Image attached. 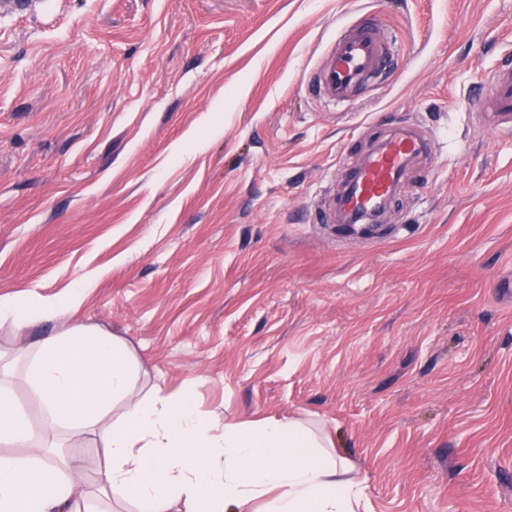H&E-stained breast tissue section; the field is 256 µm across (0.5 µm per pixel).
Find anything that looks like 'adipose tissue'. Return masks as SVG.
<instances>
[{"label": "adipose tissue", "instance_id": "adipose-tissue-1", "mask_svg": "<svg viewBox=\"0 0 512 512\" xmlns=\"http://www.w3.org/2000/svg\"><path fill=\"white\" fill-rule=\"evenodd\" d=\"M67 305L0 301V323L24 330ZM32 429L0 390V443L32 445L63 427L97 435L100 493L134 512H361L367 479L330 437L297 417L225 421L199 413L190 390L138 389L139 361L122 337L82 324L30 342ZM79 449L61 459L0 458V512H75Z\"/></svg>", "mask_w": 512, "mask_h": 512}]
</instances>
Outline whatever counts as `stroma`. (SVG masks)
<instances>
[{"label": "stroma", "instance_id": "1", "mask_svg": "<svg viewBox=\"0 0 512 512\" xmlns=\"http://www.w3.org/2000/svg\"><path fill=\"white\" fill-rule=\"evenodd\" d=\"M372 17L393 67L351 104L310 76ZM512 63V0H37L0 11V299L64 301L0 352L94 325L139 384L296 416L368 512H512V133L462 101ZM436 141L380 237L320 220L394 126ZM80 440L82 492L104 450Z\"/></svg>", "mask_w": 512, "mask_h": 512}]
</instances>
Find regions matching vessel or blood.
Wrapping results in <instances>:
<instances>
[{"label": "vessel or blood", "mask_w": 512, "mask_h": 512, "mask_svg": "<svg viewBox=\"0 0 512 512\" xmlns=\"http://www.w3.org/2000/svg\"><path fill=\"white\" fill-rule=\"evenodd\" d=\"M388 59V48L369 18L356 19L328 45L311 85L329 102L350 103L364 86L386 71ZM466 108L477 113L488 127L511 133L512 69L498 71L488 92L469 101ZM428 148L425 135L401 125L342 175L333 203L324 213L325 222L341 227L375 223L409 164Z\"/></svg>", "instance_id": "b4317fda"}]
</instances>
